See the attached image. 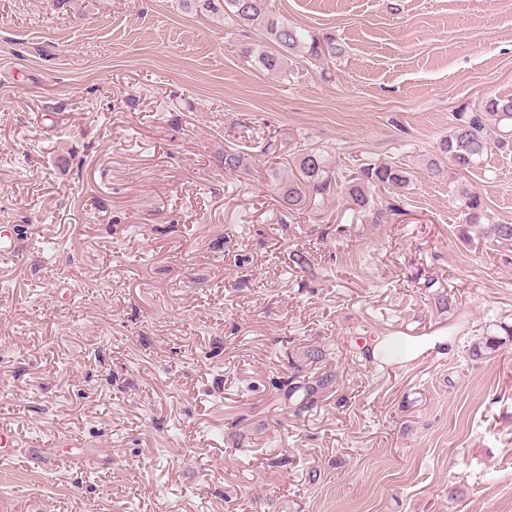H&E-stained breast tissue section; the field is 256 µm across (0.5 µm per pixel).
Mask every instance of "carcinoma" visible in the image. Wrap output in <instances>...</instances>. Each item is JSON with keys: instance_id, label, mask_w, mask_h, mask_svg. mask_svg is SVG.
I'll return each instance as SVG.
<instances>
[{"instance_id": "1", "label": "carcinoma", "mask_w": 512, "mask_h": 512, "mask_svg": "<svg viewBox=\"0 0 512 512\" xmlns=\"http://www.w3.org/2000/svg\"><path fill=\"white\" fill-rule=\"evenodd\" d=\"M184 11L221 15L233 22L260 26L267 42L255 44L246 54L255 58L258 66L271 73L283 70L289 57L300 54L315 59L335 58L342 47L330 36H316L310 32L288 25L271 12L270 0H180ZM512 124V97L493 98L486 101L484 110L461 114L453 128L440 144V155L429 161V169L440 173L442 163L458 171L474 168L492 147L512 150V133L501 131V127ZM296 173L288 177L275 176L278 196L290 210H299L311 198H325L337 185L336 170L324 151L307 148L294 157ZM411 171L403 165L379 162L366 163L359 170L343 179V190L355 217L370 209L372 191L382 189H404L411 182ZM465 223L483 224L482 235L496 242L512 241V224L494 223L485 213L480 196L462 192ZM336 374L325 371L311 380L289 385L286 398L288 408L300 414L315 405V398L332 391Z\"/></svg>"}]
</instances>
